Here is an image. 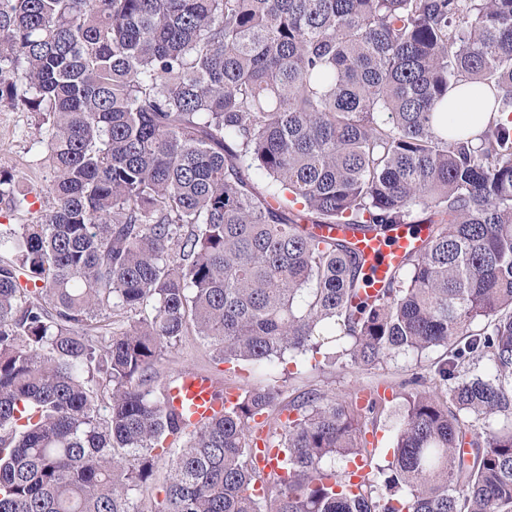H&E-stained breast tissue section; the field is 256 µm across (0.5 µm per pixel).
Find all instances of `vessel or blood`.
<instances>
[{"instance_id": "vessel-or-blood-1", "label": "vessel or blood", "mask_w": 512, "mask_h": 512, "mask_svg": "<svg viewBox=\"0 0 512 512\" xmlns=\"http://www.w3.org/2000/svg\"><path fill=\"white\" fill-rule=\"evenodd\" d=\"M318 235L346 240L363 264L364 292L377 295L389 273L406 257L420 252L432 231L428 224H393L383 232L358 230L341 224L316 226ZM170 404L186 408L189 421L198 424L219 410L212 378L200 372H184L173 379L167 394Z\"/></svg>"}]
</instances>
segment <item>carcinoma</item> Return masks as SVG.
Listing matches in <instances>:
<instances>
[{
  "instance_id": "cac0c4a2",
  "label": "carcinoma",
  "mask_w": 512,
  "mask_h": 512,
  "mask_svg": "<svg viewBox=\"0 0 512 512\" xmlns=\"http://www.w3.org/2000/svg\"><path fill=\"white\" fill-rule=\"evenodd\" d=\"M472 82L503 91L476 137ZM5 104L51 180L0 198L53 206L0 231V512H140L170 438L154 512H512V0H0ZM310 224L436 230L362 299ZM190 331L261 372L196 426L155 369ZM437 351L355 491L387 398L274 376ZM466 89L473 91L465 93ZM464 90L456 96L448 97V114L456 124L467 127V132L472 137L480 133L484 115L490 112L485 105L489 92L476 85L468 86Z\"/></svg>"
}]
</instances>
